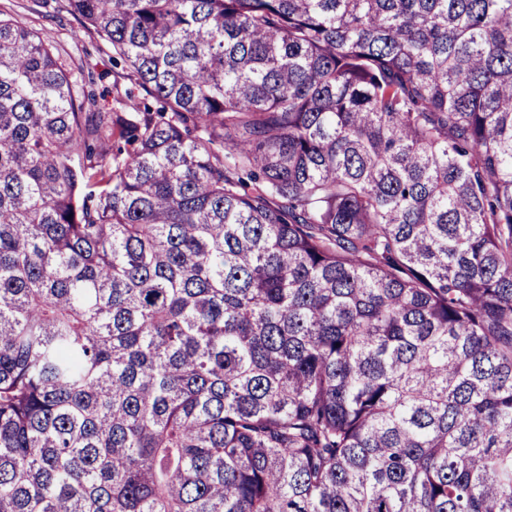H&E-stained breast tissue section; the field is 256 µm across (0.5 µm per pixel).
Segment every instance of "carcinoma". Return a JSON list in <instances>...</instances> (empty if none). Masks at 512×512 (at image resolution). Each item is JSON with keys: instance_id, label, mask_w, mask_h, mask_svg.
Here are the masks:
<instances>
[{"instance_id": "1", "label": "carcinoma", "mask_w": 512, "mask_h": 512, "mask_svg": "<svg viewBox=\"0 0 512 512\" xmlns=\"http://www.w3.org/2000/svg\"><path fill=\"white\" fill-rule=\"evenodd\" d=\"M0 15V512H512V0ZM62 1L47 0L44 5L43 0H0V12L39 32L71 66L77 78L83 73L85 89L94 94L103 112L112 111L115 106L134 112L144 93L121 77L120 67L112 65V47L108 42L93 30L84 29L73 15L58 11Z\"/></svg>"}]
</instances>
